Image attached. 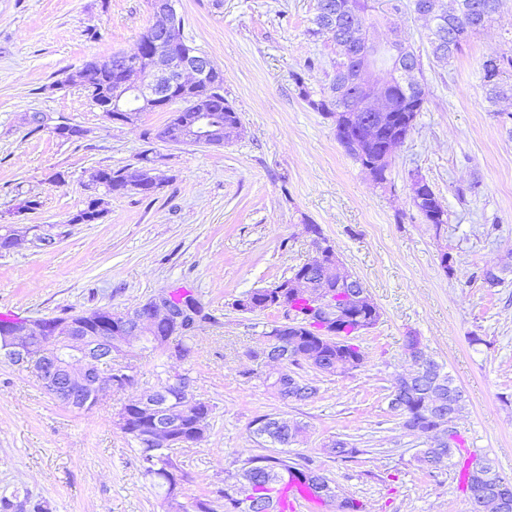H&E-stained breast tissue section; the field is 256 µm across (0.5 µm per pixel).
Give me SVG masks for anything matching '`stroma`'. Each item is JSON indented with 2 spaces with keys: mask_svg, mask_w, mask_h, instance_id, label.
<instances>
[{
  "mask_svg": "<svg viewBox=\"0 0 512 512\" xmlns=\"http://www.w3.org/2000/svg\"><path fill=\"white\" fill-rule=\"evenodd\" d=\"M315 8L316 0H178L185 40L223 73L244 129L230 144L200 147L146 139L170 113L123 125L81 87H57L87 60L134 53L154 21L152 0H0V225H36L53 239L0 253V313L122 314L175 288L198 298L208 318L184 366L195 397L214 411L206 437L175 451L186 512L202 501L220 505L225 478L264 454L253 434L263 414L304 422L290 458H312L364 512H472L457 464L423 470L426 440L402 427L388 395L411 368L407 336H420L464 393L452 421L464 447L512 478V98L489 102L481 74L486 57L512 53V0H501L495 21L449 63L432 57L423 19L401 17L427 100L384 185L345 152L331 118L296 84L301 76L318 90L332 70L329 43L306 33ZM37 112L38 130L30 122ZM60 123L80 126L83 138L60 139ZM147 149L161 187L148 197L112 195L98 221L74 223L93 194L91 173L136 170ZM415 175L448 210L441 229L411 203ZM25 199L38 206L18 213ZM308 222L321 226L381 319L361 337L364 367L327 375L302 365L317 393L286 401L262 383L271 365L250 353L264 346L266 326L288 322L287 309L245 313L235 303L309 257ZM487 269L499 286L483 283ZM137 364L130 387L77 411L0 361V495L26 493L52 512H168L116 420L177 364L147 351ZM336 439L350 443L352 458L329 455Z\"/></svg>",
  "mask_w": 512,
  "mask_h": 512,
  "instance_id": "stroma-1",
  "label": "stroma"
}]
</instances>
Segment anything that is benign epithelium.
Listing matches in <instances>:
<instances>
[{
  "instance_id": "7a95c632",
  "label": "benign epithelium",
  "mask_w": 512,
  "mask_h": 512,
  "mask_svg": "<svg viewBox=\"0 0 512 512\" xmlns=\"http://www.w3.org/2000/svg\"><path fill=\"white\" fill-rule=\"evenodd\" d=\"M153 8L156 22L144 33L143 46L132 54L134 63L127 67V81L117 89H102L90 95L93 106L111 111V118L116 122L133 124L145 112L181 103V99L171 97L174 88L167 87L166 79L170 74H177V82L187 89L215 71L211 58L202 52L187 49L179 55L175 53V46L184 38L173 0H154ZM445 9L444 0H422L418 15L432 25ZM338 14L350 28H366L362 0H345ZM405 48L397 23L391 27L388 41L380 42L368 34L358 46L357 64L350 72L348 84L356 92L361 111L371 113L369 121L365 122L368 128L392 111L389 94L373 87L374 59L378 54L385 53L392 59L388 80L398 82L405 89L415 86L416 68L401 62ZM236 137L237 132L227 126L211 124L206 112L198 110L195 119L184 125L177 144L223 145ZM32 231L34 227L25 224L1 227L0 248L11 251L21 246ZM304 232L310 240L311 255L301 264V279L279 286L275 304L286 307L288 299L295 295L307 298L312 307L308 313L310 321L324 323L319 336L322 346L340 344L342 328L352 320L358 322L360 330L373 328L381 312L367 289L355 285L353 274L335 247L313 226L304 225ZM162 320L177 323L185 320L190 329L198 325L192 311L183 304L173 306L166 292L152 296L141 317V322L148 326ZM137 343L160 346L166 349L169 359L184 361V355L168 349L169 339L162 344L148 336H112V326L101 323L95 312L79 315L74 323L60 324L43 318L0 326V359L26 368L49 394L77 410L99 404L111 397L112 392L132 384L136 365L130 349ZM301 343L297 337L286 344L269 345L264 349L268 362L277 366L276 379L284 376L288 360L292 358H303L317 370L324 371L318 352L304 349ZM406 351L413 370L393 383L390 407L401 414L407 429H424L429 447L442 451L448 444V423L454 415L453 398L440 387L426 396L425 408L413 409L412 401L420 380L432 373L437 363L416 335L407 337ZM114 354L125 355V361L112 363ZM168 385L178 391L179 396L157 388L137 397L133 405L150 418L151 425L142 435L145 445L184 448L192 444L184 433L185 422L191 416L192 384L182 372L172 371L168 373ZM309 484L316 493L330 500L337 496L335 487L319 472L310 474ZM470 495L473 512H512V487L509 485L490 486L477 480L471 485Z\"/></svg>"
}]
</instances>
